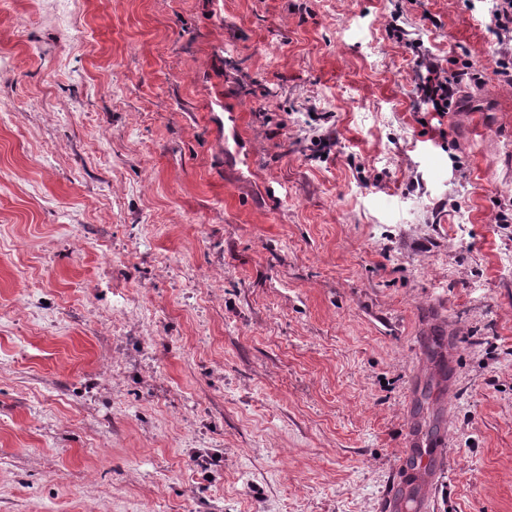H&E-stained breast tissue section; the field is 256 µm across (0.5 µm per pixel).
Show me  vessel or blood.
Instances as JSON below:
<instances>
[{
    "label": "vessel or blood",
    "mask_w": 512,
    "mask_h": 512,
    "mask_svg": "<svg viewBox=\"0 0 512 512\" xmlns=\"http://www.w3.org/2000/svg\"><path fill=\"white\" fill-rule=\"evenodd\" d=\"M447 444L448 436L443 431L423 443L414 436H407L386 498L385 512H402V493L413 486L418 489L414 512H430L435 480L446 461Z\"/></svg>",
    "instance_id": "obj_1"
}]
</instances>
